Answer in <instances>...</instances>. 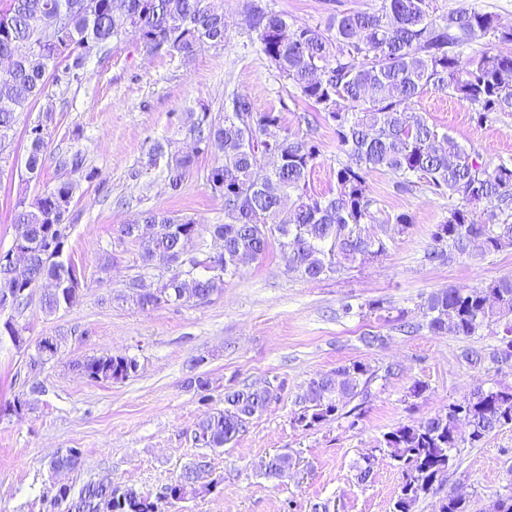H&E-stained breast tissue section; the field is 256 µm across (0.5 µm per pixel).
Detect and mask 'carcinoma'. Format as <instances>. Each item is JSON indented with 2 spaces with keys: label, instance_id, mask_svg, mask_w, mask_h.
<instances>
[{
  "label": "carcinoma",
  "instance_id": "carcinoma-1",
  "mask_svg": "<svg viewBox=\"0 0 512 512\" xmlns=\"http://www.w3.org/2000/svg\"><path fill=\"white\" fill-rule=\"evenodd\" d=\"M11 11L0 24V132L12 128L15 114L27 109L47 85V75L62 70L64 83L81 82L87 51L110 52L113 41L133 36L148 54L189 58L202 47L224 44V12L212 0H0ZM247 22L261 50L279 76L332 126L338 147L349 162L336 169V184L327 192L310 186L309 176L319 156L311 131H282V116L260 111L243 94L231 97L224 112L204 111L192 119L188 133L196 142L191 153L170 156L153 146L149 164L166 158L170 187L178 189L201 150L221 154L207 174L211 193L224 204V223L210 224L213 237L223 241L218 255L194 257V267L156 282L137 275L125 285L120 299L145 309L175 302L205 301L221 290L224 277L265 256L277 245L285 269L309 281L341 276L358 261L386 255L393 235L411 224L405 213L384 220L380 232L369 184L372 172L386 171L396 188L423 187L448 198V216L435 225L424 259L434 265L457 260L476 261L487 254L512 249V161L488 162L467 152L454 138L439 133L426 114L410 103L434 90L466 103L471 120L482 125L494 114L512 110V55L496 50L512 44V26L496 15L461 7L446 16L433 14L431 0H380L372 12H339L326 32L288 23L263 6L246 0ZM475 43L483 48L467 54ZM48 150L47 132L38 124L29 132L25 168L40 173ZM75 187L60 181L15 205V240L29 248L24 280L0 260V292L7 290L16 309L43 280L57 287L45 294L44 308L52 314L76 305L84 282L72 262L55 260L64 251L73 227L69 207ZM485 202L495 210L482 217ZM200 224L164 212L148 210L124 224L119 232L140 241L143 267L173 268L186 242ZM208 272L197 275L198 270ZM423 321L402 315L393 329L413 334L422 328L435 335L452 333L469 338L493 325L502 328L500 346L490 355L468 347L461 358L471 369L486 360L512 371V275L480 287L440 288L419 305ZM61 343L46 337L37 344L31 366L52 359ZM87 378L114 383L138 369L133 357L109 354L74 363ZM375 371L362 362L343 364L310 379L299 398L294 422L304 430L342 411L361 417L370 397ZM279 399L278 389L243 386L224 394V408L206 411L195 424L193 440L207 448H222L246 432L251 419ZM353 408L347 405L353 400ZM512 425V385H477L462 398L427 418L399 425L382 434L377 448L400 476L391 512H414L437 476L454 466L453 450L478 448L496 430ZM80 452L70 448L51 461V469H72ZM293 466L288 453L262 463L264 475L281 479ZM196 467L182 472L154 499L132 486L109 480L90 482L78 496L70 489L56 493L53 505L64 512H168L177 502L200 494ZM440 512H472L470 500L450 492ZM479 512H512V491L488 498Z\"/></svg>",
  "mask_w": 512,
  "mask_h": 512
}]
</instances>
